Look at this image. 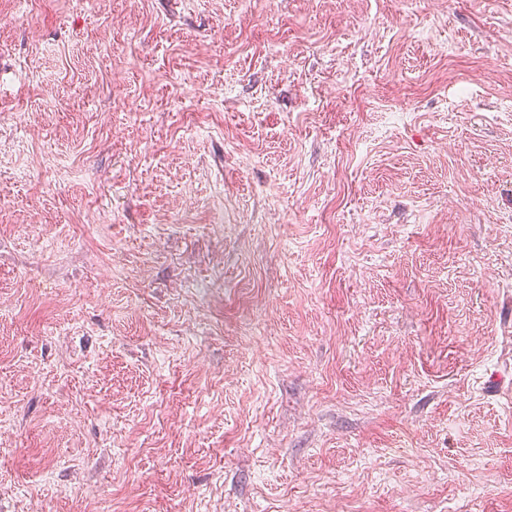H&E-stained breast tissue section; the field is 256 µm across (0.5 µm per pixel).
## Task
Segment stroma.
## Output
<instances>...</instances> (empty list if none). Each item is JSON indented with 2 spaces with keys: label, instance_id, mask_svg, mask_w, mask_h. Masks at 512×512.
Listing matches in <instances>:
<instances>
[{
  "label": "stroma",
  "instance_id": "35a3bbf8",
  "mask_svg": "<svg viewBox=\"0 0 512 512\" xmlns=\"http://www.w3.org/2000/svg\"><path fill=\"white\" fill-rule=\"evenodd\" d=\"M0 512H512V0H0Z\"/></svg>",
  "mask_w": 512,
  "mask_h": 512
}]
</instances>
